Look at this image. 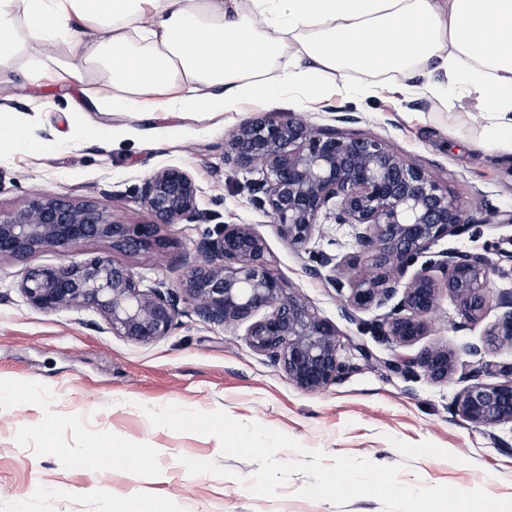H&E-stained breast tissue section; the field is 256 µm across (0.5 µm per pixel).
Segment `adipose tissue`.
<instances>
[{
	"instance_id": "adipose-tissue-1",
	"label": "adipose tissue",
	"mask_w": 512,
	"mask_h": 512,
	"mask_svg": "<svg viewBox=\"0 0 512 512\" xmlns=\"http://www.w3.org/2000/svg\"><path fill=\"white\" fill-rule=\"evenodd\" d=\"M73 20L111 32L70 66L111 85L99 110L137 112L145 93L173 87L172 113L291 93L316 104L349 74L399 75L400 94L475 99L473 149L512 155V0H0V54L72 42Z\"/></svg>"
}]
</instances>
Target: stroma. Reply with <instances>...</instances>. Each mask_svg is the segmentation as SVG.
<instances>
[{"label":"stroma","instance_id":"35a3bbf8","mask_svg":"<svg viewBox=\"0 0 512 512\" xmlns=\"http://www.w3.org/2000/svg\"><path fill=\"white\" fill-rule=\"evenodd\" d=\"M76 45L41 42L32 53L12 56L8 83L0 85V123L27 120L33 147L0 156V211L22 207L36 193L96 202L128 224L147 221L135 188L155 169L178 165L201 189V219L164 228L168 245L153 255L113 253L108 241L88 243L73 255L113 256L146 281L179 286L182 259L203 234L221 224H252L265 237L275 273L339 332L341 355L354 364L344 382L305 392L247 345L244 328L178 318L169 336L149 345L104 331L92 310L46 313L31 307L17 283L24 263L0 257V512H124L130 499L158 512H383L373 497L345 505L300 497L309 482L293 474L278 497L251 493L244 484L259 465L226 457L212 435L178 433L152 425L145 407L177 405L225 411L242 423L280 431L328 457L367 458L380 465L405 463L401 484L484 489L512 498V424L476 427L455 416L462 385L451 380L413 381L365 361L348 345L365 342L381 358L394 350L342 315L343 298L325 280L309 275L311 254L337 257L357 252L352 229L322 221L306 250L296 251L277 235L268 214L250 202L252 172L224 162V144L241 122L267 115L329 123V108L355 112L344 133L385 140L401 157L418 164L448 188L472 218L460 232L437 242L435 251L483 257L494 292L512 290V162L473 151L468 140L478 126L470 98L452 102L428 93L401 96L371 77L355 74L337 82L329 99L315 105L296 96L278 104L261 98L221 115L103 112L89 103L88 81L71 76L66 62L75 46L108 41L107 28L77 23ZM51 62L39 82H30L35 62ZM112 129L97 138L77 125L75 113ZM503 313L491 305L468 323L449 296L433 315L427 343L454 349L459 365L472 363L470 345ZM120 447L144 464L135 473L113 472L107 453ZM213 461L232 470L229 478L189 474L184 459Z\"/></svg>","mask_w":512,"mask_h":512}]
</instances>
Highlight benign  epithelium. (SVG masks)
I'll return each mask as SVG.
<instances>
[{
    "label": "benign epithelium",
    "mask_w": 512,
    "mask_h": 512,
    "mask_svg": "<svg viewBox=\"0 0 512 512\" xmlns=\"http://www.w3.org/2000/svg\"><path fill=\"white\" fill-rule=\"evenodd\" d=\"M224 163L258 172L251 201L272 218L277 235L302 250L320 231L319 219L352 228L359 252L339 260L313 255L309 274L344 295L343 316L377 310L367 324L372 336L400 350L430 335L442 294L468 321L481 319L493 300L490 272L478 256L445 252L417 265L440 239L471 222L448 188L381 139L317 128L302 118L268 116L240 123L224 145ZM199 186L183 167L166 165L137 187L149 220L126 224L88 200L35 194L22 208L0 212V257L26 262L44 251L65 256L87 243L106 240L117 252L148 254L166 246L162 229L198 221ZM268 244L252 224H224L206 233L183 259L180 291L164 280L149 284L132 268L109 257L27 266L17 288L44 312L91 309L107 329L136 344L170 335L189 305L200 321L245 328L252 351L268 359L288 381L307 392L343 382L354 370L340 353L336 325L320 317L269 267ZM508 308L469 346L476 361L457 369L455 352L432 345L414 356L378 358L363 342L355 349L404 379L422 374L433 382L463 384L454 411L476 427L512 424V361L489 355L512 349V291L499 294Z\"/></svg>",
    "instance_id": "1"
}]
</instances>
